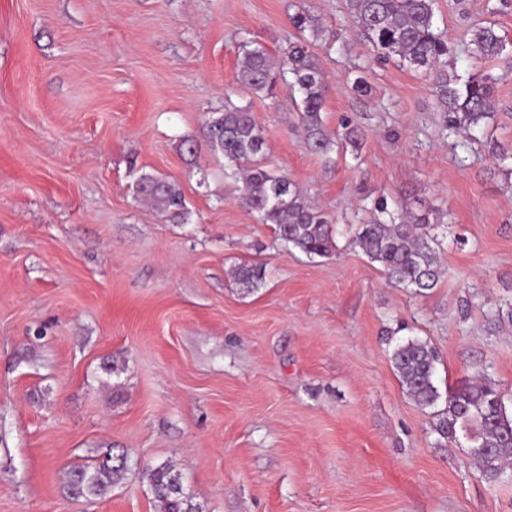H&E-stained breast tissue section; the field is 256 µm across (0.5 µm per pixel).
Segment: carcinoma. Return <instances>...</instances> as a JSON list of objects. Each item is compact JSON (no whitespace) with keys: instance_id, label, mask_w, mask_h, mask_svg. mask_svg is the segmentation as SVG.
<instances>
[{"instance_id":"carcinoma-1","label":"carcinoma","mask_w":512,"mask_h":512,"mask_svg":"<svg viewBox=\"0 0 512 512\" xmlns=\"http://www.w3.org/2000/svg\"><path fill=\"white\" fill-rule=\"evenodd\" d=\"M358 34L376 58L396 59L433 81L443 129L478 128L493 117L497 78L486 63L508 57L506 40L491 23H477L466 32L464 51L469 58L466 74L448 72V40L435 32V0H346ZM298 31L274 71L270 55L261 47L243 51L238 83L253 93H273L278 80L291 76L289 85L304 129L306 148L330 161L335 142L324 133L321 112L326 83L314 53L322 28L298 11L290 17ZM205 138L242 173L239 202L264 224L274 225L278 239L309 256L327 257L336 250L332 229L324 214L311 206L287 176L263 164L265 138L246 106H226L206 126ZM139 195L167 214L175 224H185L189 211L181 190L173 183L144 174L136 183ZM379 215L361 225L355 244L379 263L395 284L429 289L443 274L438 251L431 246L424 218H407L378 207ZM266 266L242 262L234 279L253 291L265 283ZM391 362L408 395L421 408L437 406L441 393L436 381L439 355L428 342L409 339L397 344ZM437 430L450 441L472 432L467 454L483 476L495 480L512 464V413L497 384L488 379L469 381L448 391L445 408L436 411ZM128 472L127 460L116 457L96 465H74L68 470V488L78 497L105 495ZM157 502L158 512H206L188 492L185 477L174 464L150 465L143 471Z\"/></svg>"}]
</instances>
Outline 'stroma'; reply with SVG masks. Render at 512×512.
Segmentation results:
<instances>
[{
	"mask_svg": "<svg viewBox=\"0 0 512 512\" xmlns=\"http://www.w3.org/2000/svg\"><path fill=\"white\" fill-rule=\"evenodd\" d=\"M300 10L329 42L323 124L359 140L328 162L287 88L236 82L242 42L280 57ZM435 20L460 72L470 23L512 39L501 0H436ZM491 69L492 119L446 134L432 81L376 60L346 0H0V512H156L142 471L162 462L206 512H512V477L442 438L390 360L427 341L441 391L482 375L512 410V168L491 156L512 150V69ZM229 100L328 217L334 255L237 203L203 136ZM143 172L181 189L186 223L137 198ZM382 200L428 216L434 288L391 283L354 244ZM244 260L267 266L249 293L229 275ZM110 453L125 479L72 496L69 468Z\"/></svg>",
	"mask_w": 512,
	"mask_h": 512,
	"instance_id": "1",
	"label": "stroma"
}]
</instances>
